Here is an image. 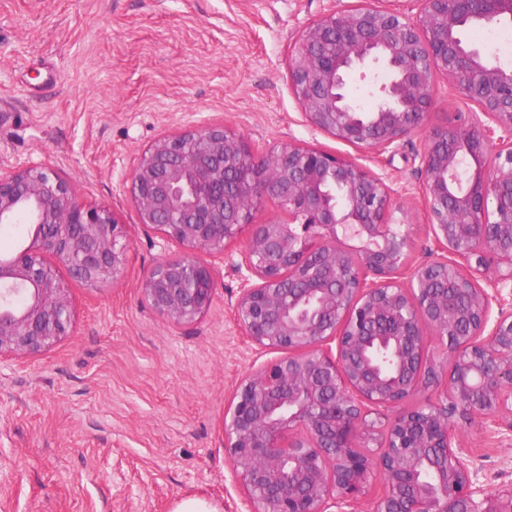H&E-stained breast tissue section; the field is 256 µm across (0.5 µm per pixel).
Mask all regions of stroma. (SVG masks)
I'll return each instance as SVG.
<instances>
[{"instance_id": "1", "label": "stroma", "mask_w": 512, "mask_h": 512, "mask_svg": "<svg viewBox=\"0 0 512 512\" xmlns=\"http://www.w3.org/2000/svg\"><path fill=\"white\" fill-rule=\"evenodd\" d=\"M355 0H0V168H51L83 204L105 205L128 243L118 279L67 280L69 336L0 360V512H173L202 498L249 512L224 454V416L245 376L275 353L238 326L228 245L211 308L165 322L142 280L180 246L140 224L128 177L156 140L221 125L265 153L292 140L359 160L413 226L411 261L434 258L424 133L369 153L312 130L294 96L295 41ZM481 481L512 482V441L471 432Z\"/></svg>"}]
</instances>
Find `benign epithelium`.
<instances>
[{
    "instance_id": "obj_1",
    "label": "benign epithelium",
    "mask_w": 512,
    "mask_h": 512,
    "mask_svg": "<svg viewBox=\"0 0 512 512\" xmlns=\"http://www.w3.org/2000/svg\"><path fill=\"white\" fill-rule=\"evenodd\" d=\"M420 2L413 16L334 10L295 42L288 67L308 125L361 149L423 130L437 73L464 100L467 124L430 128L419 159L432 260L409 261L411 227L390 224L385 177L317 147L288 140L256 155L241 134L205 126L157 140L130 176L139 223L182 247L142 283L168 323L209 310L217 261L249 228L234 316L280 353L225 414V456L252 512H355L377 473L386 489L368 512H512V484L480 483L463 441L472 428L512 432V68L463 38L475 22L512 18V0ZM379 64L390 80L366 111L345 87ZM267 198L288 221L250 223ZM20 219L25 244L0 254V359L69 335L58 268L96 288L127 252L113 211L80 204L44 166L0 170V223ZM442 371L444 388L416 401Z\"/></svg>"
}]
</instances>
